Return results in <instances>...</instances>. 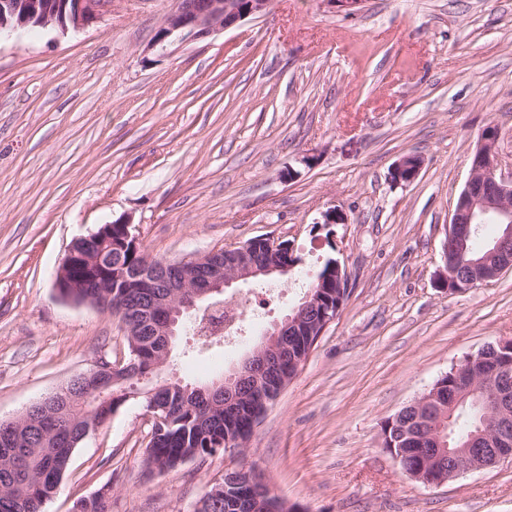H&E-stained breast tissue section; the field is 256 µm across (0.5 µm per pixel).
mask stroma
Returning a JSON list of instances; mask_svg holds the SVG:
<instances>
[{"instance_id": "1", "label": "stroma", "mask_w": 512, "mask_h": 512, "mask_svg": "<svg viewBox=\"0 0 512 512\" xmlns=\"http://www.w3.org/2000/svg\"><path fill=\"white\" fill-rule=\"evenodd\" d=\"M178 0H112L78 32L0 39V420L100 360H125L117 316L62 301L71 242L116 220L176 262L259 237L303 254L288 277L237 285L241 338L184 318L159 379L217 380L304 296L334 252L349 294L244 454L162 475L153 419L124 403L75 449L44 512L101 491L112 512H195L253 466L300 512H512V462L428 486L382 450L389 417L482 346L512 339V271L439 288L442 241L486 126L512 170V0H271L268 12L162 57L144 50ZM417 154L421 172L390 171ZM294 178H286V170ZM335 209L342 221L327 224ZM423 160L418 155H407L395 163L391 179L396 184H410L414 182L422 169Z\"/></svg>"}]
</instances>
